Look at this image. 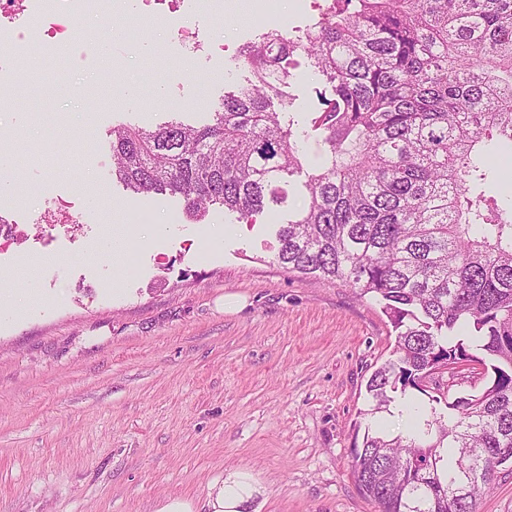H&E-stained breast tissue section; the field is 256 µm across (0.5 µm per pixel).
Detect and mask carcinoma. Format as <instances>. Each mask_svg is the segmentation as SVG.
Segmentation results:
<instances>
[{"label": "carcinoma", "mask_w": 512, "mask_h": 512, "mask_svg": "<svg viewBox=\"0 0 512 512\" xmlns=\"http://www.w3.org/2000/svg\"><path fill=\"white\" fill-rule=\"evenodd\" d=\"M299 55L322 83L312 127L325 156L279 225L275 262L383 303L397 345L360 415L427 393L440 366L477 365L483 381L429 396L406 435L365 430L352 475L378 512H475L512 450V210L482 190L492 142L512 154V0H325L302 34L241 47L253 80L209 123L112 126V174L195 217L261 213L304 167L273 109Z\"/></svg>", "instance_id": "1"}]
</instances>
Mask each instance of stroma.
I'll return each instance as SVG.
<instances>
[{
    "label": "stroma",
    "instance_id": "35a3bbf8",
    "mask_svg": "<svg viewBox=\"0 0 512 512\" xmlns=\"http://www.w3.org/2000/svg\"><path fill=\"white\" fill-rule=\"evenodd\" d=\"M199 23L223 55L187 61L168 27L111 35L87 17L75 36L91 54L0 74V205L17 181L42 215L0 255V512H156L172 496L201 512L230 468L259 482L262 512H377L351 450L396 333L376 298L274 263L301 195L249 223L218 206L196 221L180 199L126 190L99 149L115 121L202 122L248 84L238 50L263 26L246 0ZM321 89L296 58L284 110L309 169ZM59 195L79 196L92 238L53 230L42 204ZM128 230L130 263L106 245Z\"/></svg>",
    "mask_w": 512,
    "mask_h": 512
}]
</instances>
